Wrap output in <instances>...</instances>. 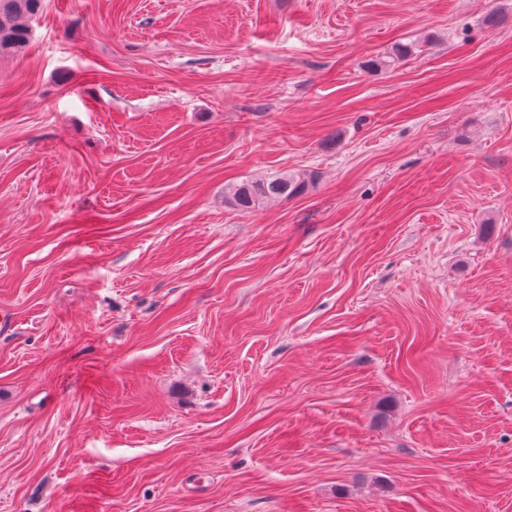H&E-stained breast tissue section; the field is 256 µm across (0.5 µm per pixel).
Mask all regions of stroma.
Segmentation results:
<instances>
[{"label":"stroma","mask_w":512,"mask_h":512,"mask_svg":"<svg viewBox=\"0 0 512 512\" xmlns=\"http://www.w3.org/2000/svg\"><path fill=\"white\" fill-rule=\"evenodd\" d=\"M30 26L0 54V512H512V0ZM304 179L294 173H280L268 178L238 184L226 194L227 202L241 211H248L265 203L287 199L304 187Z\"/></svg>","instance_id":"obj_1"}]
</instances>
